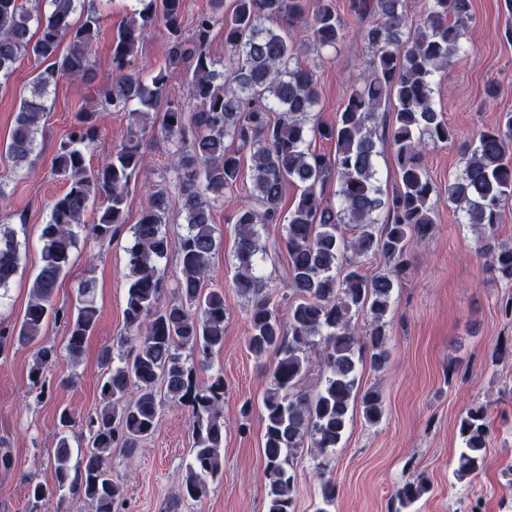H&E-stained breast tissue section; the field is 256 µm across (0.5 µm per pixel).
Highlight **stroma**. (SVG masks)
Returning a JSON list of instances; mask_svg holds the SVG:
<instances>
[{
  "label": "stroma",
  "instance_id": "stroma-1",
  "mask_svg": "<svg viewBox=\"0 0 512 512\" xmlns=\"http://www.w3.org/2000/svg\"><path fill=\"white\" fill-rule=\"evenodd\" d=\"M132 0H110L94 43L89 79H59L50 87L44 130L29 164L13 170L0 160V225L14 230L22 268L0 299V328L18 325L30 301V284L40 264L41 232L51 202L66 189L52 174L57 145L69 132L79 110L93 108L99 91L112 80V37ZM469 48L459 54L449 78L436 81L433 102L455 138L433 148L424 163L437 188L436 224L423 240L411 241L403 266L378 255L359 257L367 274H386L396 288L387 322L389 361L384 370L359 366L361 388L374 387L383 397L379 423L369 424L354 409L335 452L318 459L309 450L294 458L296 512H313L320 492L318 468L335 478L332 512H395L396 489L427 477L431 490L411 512H512V283L493 278L479 253L480 231L465 223L448 201V183L461 168L459 144L481 128L512 113V43L501 33L512 26L503 0H471ZM336 7L349 34L335 51H311L301 59L318 80L321 99L313 123L330 125L341 111L350 85L369 52L354 34L357 18L348 0ZM36 74L33 60L20 58L0 88V144L6 143L22 97ZM499 87L497 99L483 105L487 82ZM174 145L157 132L148 133V164L129 187L125 224L112 239L81 234L70 266L60 278L54 304L72 309L85 280L95 288L99 320L78 362L65 356V328L48 321L36 343L18 346L0 357V512H93L84 498L64 494L62 502L35 503L28 478L53 486V448L58 414L69 409L85 416L100 404L103 348L121 354L123 310L128 286L126 251L132 245L144 186L170 188L174 175L168 157ZM248 173L213 210L216 248L209 262V285L224 291L227 319L224 347L209 368L196 372L198 385L224 379V471L201 501L178 498L192 443L188 409L163 400L157 430L143 448L129 453L113 449L112 475L123 490L122 512H267L263 478L264 423L261 401L269 386L274 355L256 359L248 351L247 300L232 286L235 226L232 219L250 193ZM62 355L46 375L44 397H37L29 370L40 346ZM249 415H242V406ZM489 408L490 439L486 464L459 480L453 474L461 446L458 422L469 407Z\"/></svg>",
  "mask_w": 512,
  "mask_h": 512
}]
</instances>
